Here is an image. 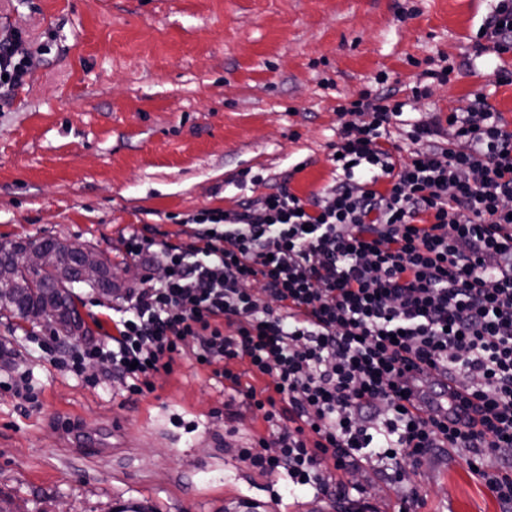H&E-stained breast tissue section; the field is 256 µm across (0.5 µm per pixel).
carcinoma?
<instances>
[{
  "label": "carcinoma",
  "instance_id": "1",
  "mask_svg": "<svg viewBox=\"0 0 512 512\" xmlns=\"http://www.w3.org/2000/svg\"><path fill=\"white\" fill-rule=\"evenodd\" d=\"M57 256V264L42 273H33L20 264V255L33 242L0 244V279H8L14 289L0 294V313L55 325L56 335L64 340L76 334L88 335L89 328L76 310L73 288L80 284L81 267L87 262L98 266V277L88 287L112 296L125 287L115 280L108 261L91 249L78 250L53 238L39 241Z\"/></svg>",
  "mask_w": 512,
  "mask_h": 512
}]
</instances>
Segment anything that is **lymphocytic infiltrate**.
I'll return each mask as SVG.
<instances>
[{"label": "lymphocytic infiltrate", "mask_w": 512, "mask_h": 512, "mask_svg": "<svg viewBox=\"0 0 512 512\" xmlns=\"http://www.w3.org/2000/svg\"><path fill=\"white\" fill-rule=\"evenodd\" d=\"M24 43L0 29V90L29 76ZM472 48L512 51V0H493ZM375 81L338 110L323 193L283 181L238 210H201L180 247L129 231L144 278L113 334L70 358L110 362L139 393L176 357L202 360L270 426L240 456L297 487L348 500L356 486L336 471L385 460L400 473L464 450L512 512V124L483 92L412 121L427 86L401 100ZM415 366L447 377L463 423L415 408L399 384Z\"/></svg>", "instance_id": "1"}]
</instances>
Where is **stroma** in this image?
<instances>
[{
    "mask_svg": "<svg viewBox=\"0 0 512 512\" xmlns=\"http://www.w3.org/2000/svg\"><path fill=\"white\" fill-rule=\"evenodd\" d=\"M490 0H0V25L25 34L31 75L0 99V243L53 237L94 248L123 277L121 239L153 225L187 241L186 219L232 210L289 177L307 197L333 183L339 106L379 72L409 95L431 58L457 70L420 112L471 94L512 122V86L491 87L472 39ZM265 175L239 185L242 172ZM90 341L111 331V300L80 289ZM0 497L30 512H343L301 503L285 475L243 463L266 435L261 412L186 358L133 393L100 370L75 375L49 330L0 318ZM27 376L37 397L16 393ZM97 435L101 453L77 441ZM461 451L410 475L422 512H503ZM377 512L403 490L384 462L355 475Z\"/></svg>",
    "mask_w": 512,
    "mask_h": 512,
    "instance_id": "obj_1",
    "label": "stroma"
}]
</instances>
